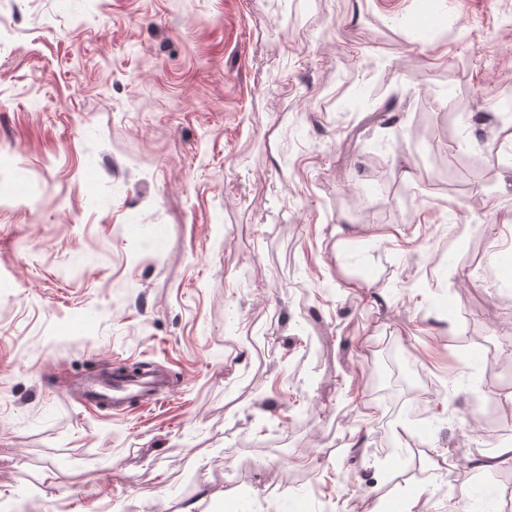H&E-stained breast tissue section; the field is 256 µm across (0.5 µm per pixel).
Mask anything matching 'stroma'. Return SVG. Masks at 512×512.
I'll return each instance as SVG.
<instances>
[{
  "mask_svg": "<svg viewBox=\"0 0 512 512\" xmlns=\"http://www.w3.org/2000/svg\"><path fill=\"white\" fill-rule=\"evenodd\" d=\"M432 2L0 0V505H512V0ZM91 384L80 391L85 407L92 409L110 406L116 414H121L131 403L157 405L169 387L168 377L161 369H147L135 377L112 373V378L105 376L98 383L92 380Z\"/></svg>",
  "mask_w": 512,
  "mask_h": 512,
  "instance_id": "obj_1",
  "label": "stroma"
}]
</instances>
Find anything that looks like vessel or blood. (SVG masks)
Masks as SVG:
<instances>
[{
	"instance_id": "b4317fda",
	"label": "vessel or blood",
	"mask_w": 512,
	"mask_h": 512,
	"mask_svg": "<svg viewBox=\"0 0 512 512\" xmlns=\"http://www.w3.org/2000/svg\"><path fill=\"white\" fill-rule=\"evenodd\" d=\"M169 387L166 373L160 369H148L135 377L115 375L92 383L81 391L82 401L87 408L111 407L114 413H121L129 404L148 406L157 403Z\"/></svg>"
}]
</instances>
